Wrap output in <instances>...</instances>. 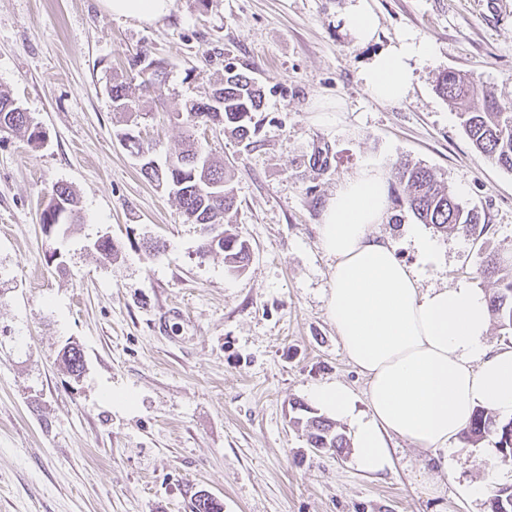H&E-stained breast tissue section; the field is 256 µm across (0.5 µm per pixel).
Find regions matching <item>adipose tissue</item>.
Instances as JSON below:
<instances>
[{
	"label": "adipose tissue",
	"mask_w": 512,
	"mask_h": 512,
	"mask_svg": "<svg viewBox=\"0 0 512 512\" xmlns=\"http://www.w3.org/2000/svg\"><path fill=\"white\" fill-rule=\"evenodd\" d=\"M113 18L145 23L169 16L173 0H101ZM425 41L399 39L362 72L379 101L404 100L411 65L429 59ZM388 206L383 171L368 165L344 180L326 201L320 236L332 259L328 309L351 364L368 380L367 409L358 411L343 384L320 386L312 401L348 421L360 468L389 470V441L400 438L425 451L446 450L476 409L512 415V345L488 348L487 296L461 285L422 289L419 269H434V241L416 239L419 267L402 261L391 240L374 235Z\"/></svg>",
	"instance_id": "ef3b65f1"
}]
</instances>
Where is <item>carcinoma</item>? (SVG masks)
Here are the masks:
<instances>
[{"mask_svg": "<svg viewBox=\"0 0 512 512\" xmlns=\"http://www.w3.org/2000/svg\"><path fill=\"white\" fill-rule=\"evenodd\" d=\"M437 93L450 101L458 109L461 125L475 148L495 164L512 171V105L501 103L494 95L480 88L474 80L455 71L443 72L437 80ZM112 101L121 112H129V105L135 103L130 86L123 81H115L111 86ZM215 92L222 94L223 105L220 111L213 109L211 99L191 100L184 104L186 123L195 128L198 125L212 124L229 131L241 141L253 144L258 122L255 116L263 108V90L250 72L240 70L230 64L224 67V80ZM8 119V132L22 134L32 139L36 124L28 113L18 111V105L11 96L0 91V119ZM209 163V173L213 180L224 184V195L211 197L194 189L192 167L185 166L177 172L161 173L140 170L150 183L167 189L173 179L185 181L183 193L177 201L186 220L200 224L205 229L199 253L203 256L213 252L209 247V229L218 227L224 234V264L228 270L240 273L246 269L251 259V250L246 239L237 233L224 229V217L236 206V198L231 187V172L223 163L205 155L202 145L192 136L184 139L179 156L186 158L197 153ZM395 177L402 192L395 196L396 206L403 208L419 221L428 224L438 233L477 234L489 232L487 224L480 223L478 212L466 208L451 192L437 180L434 173L419 164L401 162L395 167ZM67 208L71 222L79 221L77 197L67 184L57 183L52 187L49 200L42 210L41 223L58 204ZM484 278L494 281L495 290L489 297L491 316L499 327L512 334V255L505 258L494 251L485 254L480 263ZM66 368L76 373L83 369L81 349H72L62 355ZM298 409L307 416L298 417L294 424L304 428L307 444L311 448H334L341 453L350 447L346 435L336 429V423L317 416L311 409L298 404ZM494 437L501 457L512 461V419L504 421L490 411H476L470 425L462 432L463 439L471 444ZM492 512H512V485L502 486L494 491ZM223 506L206 491L196 493L195 512H222Z\"/></svg>", "mask_w": 512, "mask_h": 512, "instance_id": "carcinoma-1", "label": "carcinoma"}]
</instances>
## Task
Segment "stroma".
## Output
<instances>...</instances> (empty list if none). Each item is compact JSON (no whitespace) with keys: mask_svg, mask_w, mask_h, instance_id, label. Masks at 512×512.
Here are the masks:
<instances>
[{"mask_svg":"<svg viewBox=\"0 0 512 512\" xmlns=\"http://www.w3.org/2000/svg\"><path fill=\"white\" fill-rule=\"evenodd\" d=\"M352 2L174 0L149 25L112 18L99 0H0V90L44 132L39 145L0 136V512H191L200 490L223 512H491L469 487L512 484L491 438L452 440L445 470L395 438L377 476L355 454L312 453L290 422L294 402L333 382L366 407L328 314L332 262L318 233L327 199L364 163L390 183L397 161L430 168L490 227L446 236L389 206L372 231L404 262L418 261L414 233L440 249L423 287L492 293L481 257L512 248V171L474 149L435 90L441 72L459 71L512 103V8L367 0L377 27L358 43L343 27ZM402 37L433 54L414 63L405 100L377 101L362 72ZM143 56L168 66L163 109L141 89ZM229 62L265 93L256 145L219 129L201 138L234 168L229 218L252 249L240 274L223 254L200 256L199 225L142 177L117 137L128 115L108 93L116 79L131 86L163 164L186 136L172 112ZM58 182L81 219L49 228L40 217ZM103 236L117 258L94 249ZM157 240L163 251L149 253ZM70 344L84 356L77 376L61 361Z\"/></svg>","mask_w":512,"mask_h":512,"instance_id":"1","label":"stroma"}]
</instances>
